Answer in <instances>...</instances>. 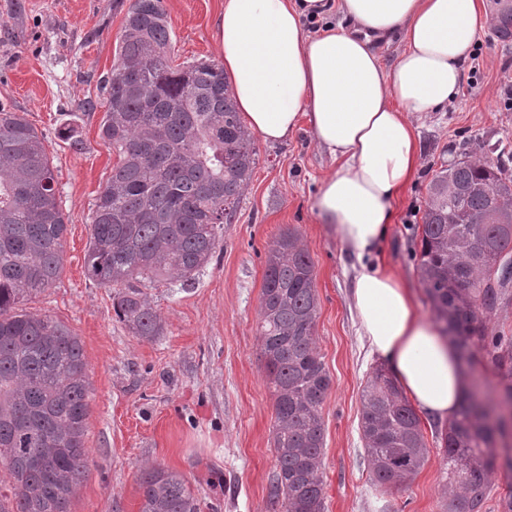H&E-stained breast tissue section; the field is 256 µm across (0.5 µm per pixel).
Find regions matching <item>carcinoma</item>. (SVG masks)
Here are the masks:
<instances>
[{
  "label": "carcinoma",
  "instance_id": "1",
  "mask_svg": "<svg viewBox=\"0 0 512 512\" xmlns=\"http://www.w3.org/2000/svg\"><path fill=\"white\" fill-rule=\"evenodd\" d=\"M163 0H133L117 62L104 80V142L119 164L96 198L88 277L116 288L113 309L144 341L164 324L142 283L190 282L221 247L255 164L224 66L171 65ZM422 217L417 269L441 335L463 366L482 356L499 383L481 398L465 389L441 433L448 462L443 512H481L491 452L512 454V336L487 318L512 295V174L503 161L463 157L435 175ZM44 139L0 110V463L10 494L0 512H70L90 469L84 436L90 382L78 337L47 314L17 308L52 286L62 267L65 217ZM315 264L293 231L266 253L257 331L275 408L273 504L325 512L322 405L330 389L314 338ZM359 430L374 481L410 486L428 448L415 409L384 365L362 388ZM140 512H200L187 481L163 468L141 477Z\"/></svg>",
  "mask_w": 512,
  "mask_h": 512
}]
</instances>
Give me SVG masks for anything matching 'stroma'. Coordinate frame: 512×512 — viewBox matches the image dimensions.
I'll list each match as a JSON object with an SVG mask.
<instances>
[{
  "label": "stroma",
  "mask_w": 512,
  "mask_h": 512,
  "mask_svg": "<svg viewBox=\"0 0 512 512\" xmlns=\"http://www.w3.org/2000/svg\"><path fill=\"white\" fill-rule=\"evenodd\" d=\"M132 0H0V110L23 115L43 137L66 216L62 269L44 292L24 301L78 337L92 393L85 435L90 470L71 512H140L139 476L162 467L182 475L200 512H274V398L267 385L258 313L265 252L295 231L315 263L319 312L315 339L331 387L322 406L325 512H441L447 463L436 418L420 414L429 455L404 490L376 485L358 427L360 393L373 367L351 301L355 258L312 203L333 169L308 126L288 142H257L251 181L222 249L193 284L165 280L144 292L165 331L155 341L132 336L113 309L114 289L85 269L90 216L119 161L101 135L103 79L116 62ZM175 63L219 60L216 33L224 0H163ZM479 69L466 72L456 96L436 112H413L419 168L394 202L395 220L375 260L429 305L416 268L428 186L441 168L468 155L495 160L491 145L512 151V43L487 29L475 46ZM81 140L74 149L61 136Z\"/></svg>",
  "instance_id": "35a3bbf8"
}]
</instances>
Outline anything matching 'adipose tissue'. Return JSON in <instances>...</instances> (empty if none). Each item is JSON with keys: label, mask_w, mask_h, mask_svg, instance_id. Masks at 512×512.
<instances>
[{"label": "adipose tissue", "mask_w": 512, "mask_h": 512, "mask_svg": "<svg viewBox=\"0 0 512 512\" xmlns=\"http://www.w3.org/2000/svg\"><path fill=\"white\" fill-rule=\"evenodd\" d=\"M309 19L323 28L308 34ZM490 20L487 0H224L217 27L243 124L280 144L308 122L331 158L312 211L356 259L360 331L418 407L448 419L464 388L455 351L373 257L418 168L406 115L437 111L457 94ZM394 34L404 48L388 66L374 42Z\"/></svg>", "instance_id": "1"}]
</instances>
